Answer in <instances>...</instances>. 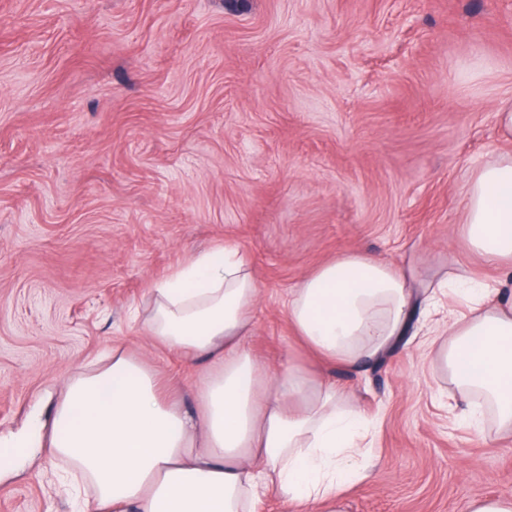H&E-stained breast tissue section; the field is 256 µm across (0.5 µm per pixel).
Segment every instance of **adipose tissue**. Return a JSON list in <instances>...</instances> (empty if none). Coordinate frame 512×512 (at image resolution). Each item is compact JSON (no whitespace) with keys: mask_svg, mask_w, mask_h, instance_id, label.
<instances>
[{"mask_svg":"<svg viewBox=\"0 0 512 512\" xmlns=\"http://www.w3.org/2000/svg\"><path fill=\"white\" fill-rule=\"evenodd\" d=\"M467 246L512 266V157L483 166L466 200ZM444 279L362 251L319 264L288 293V323L323 364L380 361L407 336ZM260 290L233 246L190 256L135 308L149 338L204 368L198 403L172 401L154 371L121 347L68 379L46 438L90 488L84 512H253L276 491L296 512H342L365 455L364 417L323 372L245 346ZM468 308L433 329L430 349L457 390L487 391L512 434V300L469 290Z\"/></svg>","mask_w":512,"mask_h":512,"instance_id":"ef3b65f1","label":"adipose tissue"}]
</instances>
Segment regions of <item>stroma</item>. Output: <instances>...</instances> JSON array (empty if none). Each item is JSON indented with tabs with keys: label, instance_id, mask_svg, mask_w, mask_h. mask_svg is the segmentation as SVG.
I'll return each instance as SVG.
<instances>
[{
	"label": "stroma",
	"instance_id": "35a3bbf8",
	"mask_svg": "<svg viewBox=\"0 0 512 512\" xmlns=\"http://www.w3.org/2000/svg\"><path fill=\"white\" fill-rule=\"evenodd\" d=\"M512 0H0V442H33L65 382L113 342L194 399L199 368L132 305L188 256L248 253V349L305 350L288 291L362 250L434 276L501 272L463 237L464 198L512 155ZM327 369L363 412L366 475L344 512H465L512 494V439L463 403L427 333ZM64 462L0 471V512H79Z\"/></svg>",
	"mask_w": 512,
	"mask_h": 512
}]
</instances>
